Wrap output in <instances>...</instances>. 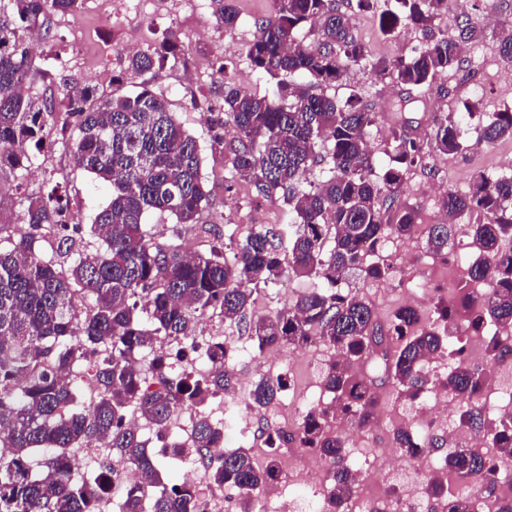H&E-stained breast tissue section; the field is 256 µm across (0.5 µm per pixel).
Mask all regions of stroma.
I'll return each instance as SVG.
<instances>
[{
	"label": "stroma",
	"instance_id": "1",
	"mask_svg": "<svg viewBox=\"0 0 512 512\" xmlns=\"http://www.w3.org/2000/svg\"><path fill=\"white\" fill-rule=\"evenodd\" d=\"M232 5L238 20L234 27L223 28L213 21L212 0H82L76 11L49 14V30L32 52L33 70L26 81L31 93L44 98L57 96L58 82L64 75L87 81L101 95L109 94L113 78L120 77L124 91L133 92L140 80L127 73V45L152 51L163 40L175 39L177 55L168 60L154 80L153 89L164 95L171 111L196 138L212 204L202 213L201 221L206 226L202 232L176 235L174 219L155 213L148 214L146 222L155 240L180 245L195 254H207L228 241L243 240L253 225L285 224L293 218L283 200L272 202L258 197L249 180L235 174L228 156L209 148L211 129L206 116L223 104L221 84L236 85L259 95L271 93L276 86L274 78L252 69L246 55L256 34L255 22L268 14L270 0H233ZM464 12L480 21L484 36L466 47L464 59L470 79L447 76L419 92V99L426 101L428 108L414 111L413 116L416 134L424 142L431 140L437 117L449 111L463 112L466 102H479L484 112L512 109V67L498 56L499 35L512 27V0H471L465 11L458 0H448L447 11L433 25L442 32H454L456 21ZM354 23L358 38L375 60L407 56L426 43L421 30L407 25L399 33L384 35L379 14L373 10L357 12ZM353 92L362 95L377 114L369 145L376 154H383L395 121L394 112L387 110L385 104L395 101L400 90L391 83H372L368 69L353 66L337 86L336 98L345 100ZM64 118V112L59 110L46 116L45 137L51 145L39 152L31 151L30 168L0 176V223L5 226L0 233L1 248H8L10 239L25 227L21 196H43L55 184L66 185L72 221L81 225L86 236L91 233L94 215L109 200V187L93 175L73 169L69 150L60 141ZM479 171L512 173V138L471 147L462 156L433 154L428 169L411 170L405 177L399 199L417 209L421 223H438L444 195L450 191L466 192L473 174ZM482 219V214L474 212L455 223V236L468 241L459 262L427 253L423 238L389 237L382 243V253L393 265L392 276L367 284L353 278L349 284L372 304L380 321L389 320L412 294L416 295V305L425 320H432L439 290L464 280L469 263L478 255L470 242V227ZM424 277L434 280L433 290H416V283ZM320 286L316 277L294 276L260 287L253 312L274 314ZM201 324L205 335L224 337L231 344V365L235 369L234 398H211L202 408L214 424L223 426L225 448H250L258 462H265L263 430L282 427L290 406L313 407L321 394L322 380L312 377L299 349L279 347L260 353L247 333L238 331L219 315H207ZM263 375L289 379L291 385L274 404L257 412L248 407L246 397L251 385ZM406 404L397 388L385 387L380 393L376 428L361 434L350 445L353 469L375 468L381 474L378 482H364L357 487L353 496L356 512H376L395 489L391 463L385 454L394 446L395 414Z\"/></svg>",
	"mask_w": 512,
	"mask_h": 512
}]
</instances>
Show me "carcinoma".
<instances>
[{
  "label": "carcinoma",
  "instance_id": "carcinoma-1",
  "mask_svg": "<svg viewBox=\"0 0 512 512\" xmlns=\"http://www.w3.org/2000/svg\"><path fill=\"white\" fill-rule=\"evenodd\" d=\"M378 0H271L268 16L255 22L257 34L247 57L254 70L279 76L272 97L226 85L223 105L210 114V150L231 154L232 168L250 179L258 196L283 198L292 206L288 255L280 251V228L260 225L241 243L229 241L226 255H188L177 245L151 237L146 215L174 217L179 229L196 227L210 206L211 191L201 173V150L156 93V79L177 45L168 38L162 49L136 53L128 60L130 75L150 78L140 90L120 88L106 97L78 80H60L59 105L76 138L73 168L88 172L112 188L108 203L93 219L98 243L74 250L81 225L70 223L69 202L57 194L24 201L29 231L0 248V512H102L110 486L123 487L116 512H202L195 488L162 479L166 452L148 451L138 415L159 441L167 438L175 409L197 407L234 383L228 345L217 338L203 352L207 373L175 372L173 358L195 347L189 340L206 313L243 324L259 352L273 347L305 346L316 336L337 360L324 370L329 402L310 408L292 431L269 435V455L260 465L244 448L224 450V427L199 411L192 420L193 447L205 480L234 489L254 512L257 494L279 476L278 448H311L331 464L327 496L335 512H347L355 475L345 465L347 438L332 429L349 420L363 430L377 420L379 390L388 384L414 401L425 392L443 390L457 399L458 424L486 440L488 450L459 448L444 458L446 480L427 486L436 512H468L466 501L451 488L472 484L482 512H503L499 488L512 485L497 456L512 452V414L499 415L484 400L489 378L468 357L469 336L497 325L500 335L486 342L491 358L512 359V176L476 173L468 192H448L441 201L448 216L478 212L473 225L478 258L459 284L457 303L434 302L437 324L418 328L421 315L402 308L386 324L376 320L364 297L341 287L350 273L365 281L387 278L391 265L380 252L383 239L410 238L418 212L398 203V189L413 168H424L430 152L463 154L470 148L462 121L454 112L436 119L431 149L410 132L403 118L392 132L381 166L370 152L367 136L375 112L360 96L340 104L328 90L347 69L363 65L369 52L356 33L351 4L373 9ZM398 9L380 12L382 32L402 25L426 31L428 43L409 57L371 64L374 82L394 83L405 91L397 112L416 108L413 89L429 87L443 75L469 77L462 46L479 40L483 30L465 15L455 34L437 32L433 20L447 0H396ZM80 0H0V172L24 167L26 147L47 146L44 115L54 104L22 91L31 67L28 34L45 24L49 10L69 12ZM216 25L234 26L237 14L225 0H212ZM305 75L310 84L285 77ZM232 118L236 143L224 141V117ZM478 119V142L487 145L512 137V110L488 114L471 106ZM325 162L328 178L304 191L300 177ZM47 230L55 254L36 253L33 232ZM429 252L448 257L452 225H426ZM71 257L65 272L55 256ZM308 274L324 287L306 294L273 316H248L260 284ZM150 297L148 307L137 299ZM463 327L467 336L457 334ZM180 343L175 350L156 348V340ZM154 351L153 373L159 387L147 385L143 353ZM448 356V372L432 373L431 357ZM94 367L96 398L78 404L76 387L63 375L83 364ZM282 378L261 377L248 393V406L261 409L277 400ZM97 441L115 451L143 476L125 482L103 465L86 477L76 469L72 449ZM396 447L411 457L439 448L444 440L431 430L423 439L399 428Z\"/></svg>",
  "mask_w": 512,
  "mask_h": 512
}]
</instances>
